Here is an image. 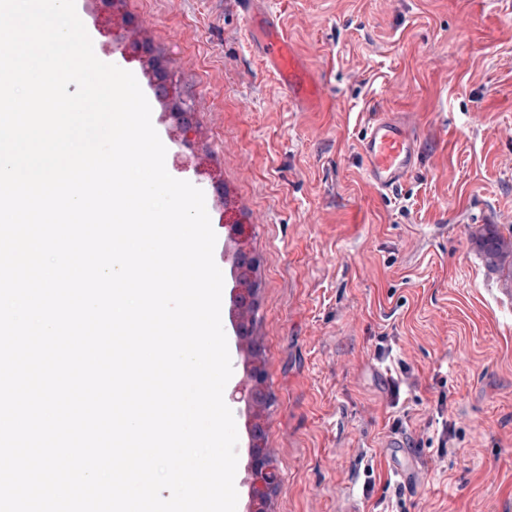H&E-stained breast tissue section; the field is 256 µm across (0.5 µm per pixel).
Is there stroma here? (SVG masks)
I'll use <instances>...</instances> for the list:
<instances>
[{
  "instance_id": "obj_1",
  "label": "stroma",
  "mask_w": 512,
  "mask_h": 512,
  "mask_svg": "<svg viewBox=\"0 0 512 512\" xmlns=\"http://www.w3.org/2000/svg\"><path fill=\"white\" fill-rule=\"evenodd\" d=\"M195 116L261 260L269 512H512V297L473 242L512 232V0H124ZM272 17L321 83L302 107L250 34ZM404 116L422 161L380 196L358 143ZM402 426H395V419ZM446 449L425 445L438 419ZM426 462L396 495L404 457ZM373 477V489L364 480Z\"/></svg>"
}]
</instances>
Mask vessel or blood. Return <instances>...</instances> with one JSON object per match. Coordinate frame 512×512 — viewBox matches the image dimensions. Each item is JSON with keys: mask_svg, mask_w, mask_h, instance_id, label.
<instances>
[{"mask_svg": "<svg viewBox=\"0 0 512 512\" xmlns=\"http://www.w3.org/2000/svg\"><path fill=\"white\" fill-rule=\"evenodd\" d=\"M254 34L266 64L278 76L288 96L309 105L317 103L320 85L283 30L269 21L257 25ZM359 151L368 181L387 195L397 191L415 170L420 146L407 125L377 112L365 125Z\"/></svg>", "mask_w": 512, "mask_h": 512, "instance_id": "1", "label": "vessel or blood"}]
</instances>
